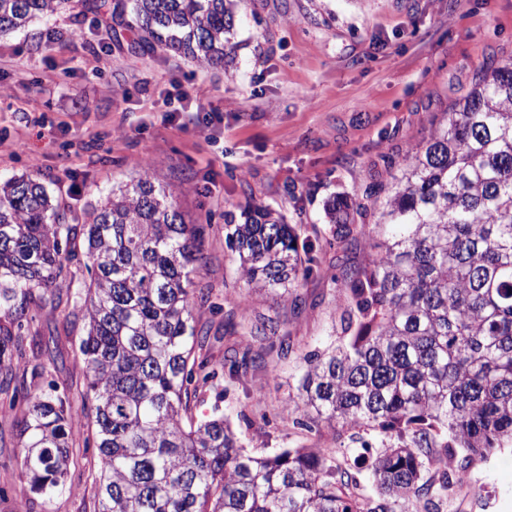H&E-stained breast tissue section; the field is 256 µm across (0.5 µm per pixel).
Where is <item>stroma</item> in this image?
<instances>
[{
    "instance_id": "obj_1",
    "label": "stroma",
    "mask_w": 512,
    "mask_h": 512,
    "mask_svg": "<svg viewBox=\"0 0 512 512\" xmlns=\"http://www.w3.org/2000/svg\"><path fill=\"white\" fill-rule=\"evenodd\" d=\"M228 66H202L133 47L117 25L100 37L82 0L73 9L0 35V181L30 173L66 216L82 215L112 189L149 175L187 218L210 221V262L197 285L222 309L197 311L222 360L224 312L236 305L279 314L286 356L247 377L219 375L194 401L197 416L223 413L253 454L286 448L345 452L348 432L301 429L295 394L306 355L343 337L339 281L378 239V220L402 158L447 122L456 100L488 64L512 60V0H236ZM53 49H45L46 37ZM191 97L213 112L209 127L177 112ZM344 196L351 232L337 238L325 208ZM267 205L314 246L296 300L248 292L224 243L225 212ZM46 305L21 338L12 386L0 389V512H97V450L77 438L68 488L33 493L21 470L17 386L56 381L74 405L85 390L81 319ZM55 337L53 355L38 353ZM481 494H474V487ZM440 512H512V448L461 472Z\"/></svg>"
}]
</instances>
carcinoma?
Listing matches in <instances>:
<instances>
[{"label": "carcinoma", "instance_id": "carcinoma-1", "mask_svg": "<svg viewBox=\"0 0 512 512\" xmlns=\"http://www.w3.org/2000/svg\"><path fill=\"white\" fill-rule=\"evenodd\" d=\"M73 0H0V34L52 16ZM124 21L136 44L224 63L232 0H84ZM382 212L387 237L346 277L347 338L310 355L289 398L312 428L367 427L396 438L343 467L327 448L246 452L215 413L190 401L218 372L191 295L207 265L205 225L186 222L147 176L112 191L88 220L69 224L36 176L0 184V372L24 324L56 297L64 262L87 242L89 280L73 297L85 336L86 398L78 412L51 384L26 394L22 466L46 498L66 489L73 438L94 427L98 512H437L456 473L512 447V62L488 66L469 95L404 158ZM351 205L326 208L336 237ZM262 206L224 213V243L249 289L286 299L310 267L309 242ZM231 376L288 353L277 316L229 312ZM369 466L374 494L358 492Z\"/></svg>", "mask_w": 512, "mask_h": 512}]
</instances>
